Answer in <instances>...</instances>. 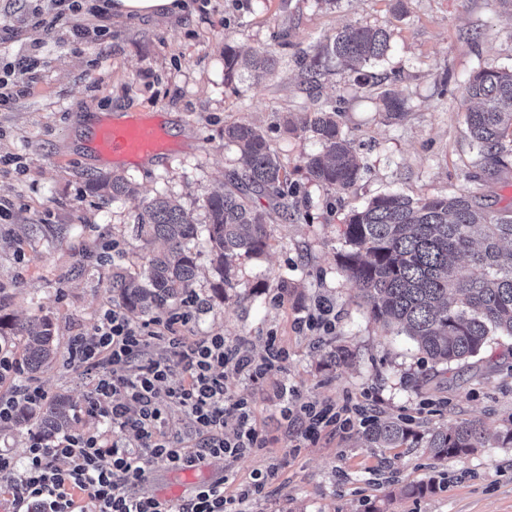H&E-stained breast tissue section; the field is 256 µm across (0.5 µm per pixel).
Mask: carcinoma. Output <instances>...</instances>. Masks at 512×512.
Returning <instances> with one entry per match:
<instances>
[{
  "label": "carcinoma",
  "instance_id": "carcinoma-1",
  "mask_svg": "<svg viewBox=\"0 0 512 512\" xmlns=\"http://www.w3.org/2000/svg\"><path fill=\"white\" fill-rule=\"evenodd\" d=\"M386 28L349 26L325 38L310 58L309 83L336 62L364 76L391 47ZM280 64L270 51L244 55L224 45V80L231 83L248 73L255 81L273 76ZM477 106L466 113V124L483 172L494 176L512 164V68L483 67L465 88ZM383 118L396 123L406 115L405 101L383 96ZM336 108L317 109L302 117L303 128L321 145L303 167L309 178L337 191L357 180L359 165L350 140L337 120ZM224 140L234 145L243 172L234 188L206 200L208 223H193L187 212L166 196L155 197L137 224V236L161 241L165 249L151 255L141 274L112 267V292L130 313H146L193 298L199 235L206 236L224 293L229 271L241 256L262 254L269 246L268 216L253 205L249 193L259 189L276 198L288 196L286 174L276 150L253 124L239 121L224 127ZM102 195L119 199L132 192L120 175L96 182ZM343 239L348 250L341 267L362 293L372 318L394 326L412 339L424 358L447 366L479 356L496 336L512 338V206L490 212L476 197L459 192L414 200L400 192L372 198L350 210ZM465 258L469 273L460 276L456 262ZM24 339L19 367L33 374L58 360L53 324L36 317L23 324L0 319V339ZM74 405L59 395L37 406L18 403L15 422L37 418L33 439L49 444L73 425ZM360 438L368 448H427L437 460L469 455L495 439L512 446V428L490 434L479 420L419 430L406 417H367ZM436 483L402 484L403 497H418Z\"/></svg>",
  "mask_w": 512,
  "mask_h": 512
}]
</instances>
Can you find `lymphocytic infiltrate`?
Instances as JSON below:
<instances>
[{
    "mask_svg": "<svg viewBox=\"0 0 512 512\" xmlns=\"http://www.w3.org/2000/svg\"><path fill=\"white\" fill-rule=\"evenodd\" d=\"M188 314L151 324L133 323L120 310L105 312L93 338L75 337L74 360L98 370L86 411L105 418V433L76 430L51 445L32 444L24 466L0 454V476L16 508L40 512H233V505L265 493L274 471H259L237 485L234 497L224 494L223 480L196 488L189 498L167 504L137 493L146 464L163 461L178 470L199 466L209 458H238L263 447L264 436L247 402L232 399L226 373L255 380L278 363L283 350L269 342L263 362L229 347L223 336H185ZM156 341L170 356L147 355ZM183 378L172 382L174 368ZM184 408L193 419L190 432L174 428L171 406ZM134 432L135 442L122 441ZM89 493L88 502L76 492Z\"/></svg>",
    "mask_w": 512,
    "mask_h": 512,
    "instance_id": "obj_1",
    "label": "lymphocytic infiltrate"
}]
</instances>
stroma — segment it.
I'll list each match as a JSON object with an SVG mask.
<instances>
[{"mask_svg": "<svg viewBox=\"0 0 512 512\" xmlns=\"http://www.w3.org/2000/svg\"><path fill=\"white\" fill-rule=\"evenodd\" d=\"M102 0L55 20L49 0H0V26L13 39L0 45V64L15 65L26 91L0 109V315L23 323L49 316L60 357L38 373L48 396L85 404L94 369L71 360L73 337L93 336L115 308L113 266L142 272L153 251L138 239L139 214L155 197L179 202L195 223L207 221L206 197L229 188L238 153L225 125L253 122L277 151L291 193L280 201L252 194L267 211L269 246L236 261L223 294L207 243L198 246L196 303L186 336L223 335L253 359L277 338L286 358L261 378L229 376L232 397L251 403L266 448L244 458H214L185 473L148 462L141 495L177 500L185 477L194 484L233 473L224 493L253 472L275 468L265 496L240 512H512V447H489L439 461L424 448H368L358 428L322 432L300 442L285 402L316 399L363 404L378 417L403 416L420 429L465 420L512 427V339L490 343L450 371L423 361L407 336L371 319L359 290L341 270L348 211L399 190L412 199L468 191L494 209L512 205V170L489 179L471 147L464 84L481 67H512V11L501 0H188L184 15L129 21L95 14ZM104 25V37L77 38L76 26ZM384 27L393 37L376 66L378 85H358L333 66L309 89L300 64L325 36L345 26ZM275 53L277 74L261 82L224 81V46ZM404 99L397 123L379 113L381 98ZM334 105L360 163V175L339 193L309 181L306 156L321 146L298 122L304 111ZM120 107L160 115L174 133L165 162L114 167L111 159L73 144L76 117ZM118 174L133 193L98 196L91 182ZM329 328H307L320 305ZM352 352L347 365H326L328 352ZM436 478L421 497L395 495L390 482Z\"/></svg>", "mask_w": 512, "mask_h": 512, "instance_id": "stroma-1", "label": "stroma"}]
</instances>
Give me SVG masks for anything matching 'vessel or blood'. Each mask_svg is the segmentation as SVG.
Segmentation results:
<instances>
[{
	"instance_id": "vessel-or-blood-1",
	"label": "vessel or blood",
	"mask_w": 512,
	"mask_h": 512,
	"mask_svg": "<svg viewBox=\"0 0 512 512\" xmlns=\"http://www.w3.org/2000/svg\"><path fill=\"white\" fill-rule=\"evenodd\" d=\"M93 145L116 164L162 160L171 151L165 125L138 115L96 127Z\"/></svg>"
}]
</instances>
